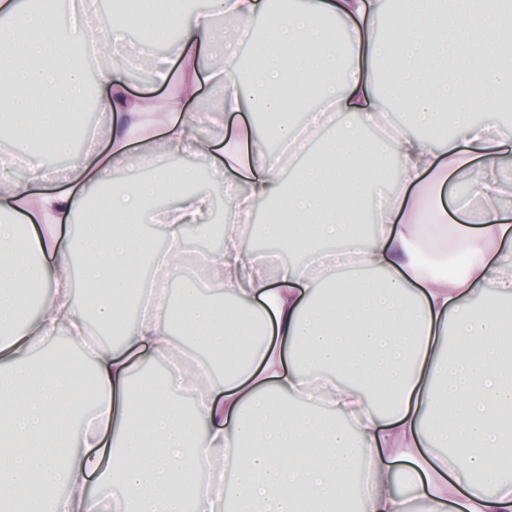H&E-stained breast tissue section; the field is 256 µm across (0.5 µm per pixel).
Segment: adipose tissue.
<instances>
[{
    "label": "adipose tissue",
    "instance_id": "adipose-tissue-1",
    "mask_svg": "<svg viewBox=\"0 0 512 512\" xmlns=\"http://www.w3.org/2000/svg\"><path fill=\"white\" fill-rule=\"evenodd\" d=\"M88 9L80 0L63 25L55 0H0V140L34 144L24 180L0 160V512H103L104 489L113 512H512V464L497 455L512 448V333L499 319L512 306V123L475 118L512 88V0H300L284 15L268 0H130L93 23ZM227 15L230 32L216 26ZM160 16L181 33L158 53ZM134 28L129 63L173 92L130 96L110 69L87 87L84 56ZM218 53L221 93L203 111ZM464 72L486 87L477 102ZM299 85L326 108L306 138L331 136L285 183L289 154L261 137L293 138ZM383 92L408 118L392 129L391 182L361 133L385 125ZM47 153L68 155L65 179ZM183 155L224 184L231 223L203 267L232 302L191 283L175 304L160 290L92 350L77 408L65 358L30 354L62 333L85 339L89 318L111 327L141 300L144 268L178 275L189 228L211 212L194 170L172 165ZM452 177L475 190V227L448 221ZM253 228L307 241L304 260L270 268L244 248ZM363 263L383 281L346 277ZM176 323L223 355V375L203 364L133 387L141 356L180 360Z\"/></svg>",
    "mask_w": 512,
    "mask_h": 512
}]
</instances>
